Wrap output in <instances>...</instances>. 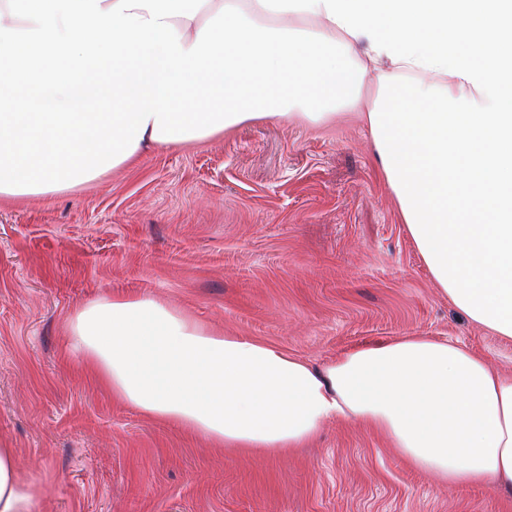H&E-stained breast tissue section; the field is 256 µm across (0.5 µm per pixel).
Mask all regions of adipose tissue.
I'll return each instance as SVG.
<instances>
[{
    "mask_svg": "<svg viewBox=\"0 0 512 512\" xmlns=\"http://www.w3.org/2000/svg\"><path fill=\"white\" fill-rule=\"evenodd\" d=\"M368 84L378 173L423 262L512 339V0H0V196L258 120L324 123ZM66 330L114 398L217 445L274 453L355 421L442 483L512 489V377L455 343L406 336L317 371L148 294L90 301ZM40 493L0 448V512Z\"/></svg>",
    "mask_w": 512,
    "mask_h": 512,
    "instance_id": "ef3b65f1",
    "label": "adipose tissue"
}]
</instances>
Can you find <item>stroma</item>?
<instances>
[{"mask_svg":"<svg viewBox=\"0 0 512 512\" xmlns=\"http://www.w3.org/2000/svg\"><path fill=\"white\" fill-rule=\"evenodd\" d=\"M141 294L317 369L426 336L512 374V341L432 280L355 113L272 118L63 193L1 196L0 447L41 486L31 512H512V491L440 484L358 422L267 455L114 399L69 351L67 318Z\"/></svg>","mask_w":512,"mask_h":512,"instance_id":"obj_1","label":"stroma"}]
</instances>
